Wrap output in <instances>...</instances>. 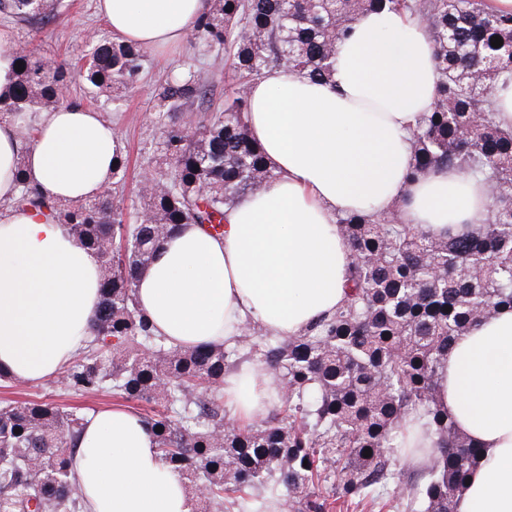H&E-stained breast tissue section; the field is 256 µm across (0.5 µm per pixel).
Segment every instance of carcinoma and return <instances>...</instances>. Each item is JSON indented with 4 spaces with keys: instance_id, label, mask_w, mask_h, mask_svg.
Here are the masks:
<instances>
[{
    "instance_id": "obj_1",
    "label": "carcinoma",
    "mask_w": 512,
    "mask_h": 512,
    "mask_svg": "<svg viewBox=\"0 0 512 512\" xmlns=\"http://www.w3.org/2000/svg\"><path fill=\"white\" fill-rule=\"evenodd\" d=\"M57 5L0 0V13L29 24ZM384 5L426 24L442 76L412 131L409 177L456 167L480 179L489 190L486 222L438 237L395 213L341 215L355 261L334 313L298 336L248 328L232 346L169 345L135 303L138 275L181 225L215 232L227 210L277 177L250 134L249 85L281 67L328 80L336 46L358 15ZM190 36L224 53L236 88L217 111L194 114L189 108L208 89L193 65L156 87V164L134 196L124 194L121 152L111 187L78 204H58L17 179V205L62 220L101 266L92 339L57 382L74 395L110 391L154 405L144 419L195 512H330L388 487L402 512H454L481 451L436 403L438 366L454 339L512 308V130L500 127L493 102L497 82L512 80V11L497 12L487 0H213ZM90 44L77 76L114 101L134 91L148 50L93 36ZM17 61L23 71L14 96L0 99V118L64 104L65 63L28 44ZM239 360L262 366L279 398L264 419L226 428L224 377ZM90 411L35 400L0 406V512H82L85 494L71 462ZM413 415L426 419L437 441L427 449L429 465L411 472L397 462L410 452L405 422ZM259 487L269 496L253 493Z\"/></svg>"
}]
</instances>
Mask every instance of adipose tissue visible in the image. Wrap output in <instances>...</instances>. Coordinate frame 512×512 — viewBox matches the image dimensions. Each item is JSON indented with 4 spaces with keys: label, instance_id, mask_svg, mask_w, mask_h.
<instances>
[{
    "label": "adipose tissue",
    "instance_id": "adipose-tissue-1",
    "mask_svg": "<svg viewBox=\"0 0 512 512\" xmlns=\"http://www.w3.org/2000/svg\"><path fill=\"white\" fill-rule=\"evenodd\" d=\"M206 0H98L113 34L148 49L179 43ZM441 75L425 25L406 12L359 15L336 50L331 82L277 69L249 88L252 137L277 180L242 198L223 234L182 225L136 282L156 335L181 346L229 342L249 324L293 336L346 298L353 251L339 215L399 210L436 234L485 223L486 186L448 168L408 179L412 129ZM35 139L0 120V374L56 378L83 347L101 302L100 263L67 224L15 204L14 173L58 203L99 196L118 146L111 123L78 104L42 112ZM438 403L482 461L455 512H512V309L458 337L438 369ZM275 401L264 370L224 379V405L247 425ZM90 512H192L138 412L88 415L72 460Z\"/></svg>",
    "mask_w": 512,
    "mask_h": 512
}]
</instances>
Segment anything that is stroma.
Returning <instances> with one entry per match:
<instances>
[{"label": "stroma", "mask_w": 512, "mask_h": 512, "mask_svg": "<svg viewBox=\"0 0 512 512\" xmlns=\"http://www.w3.org/2000/svg\"><path fill=\"white\" fill-rule=\"evenodd\" d=\"M95 3L96 0H61L52 19L35 24H21L0 14V28L10 30L18 43L38 45L46 56L75 63L87 54L90 37L111 35L106 22L97 15ZM188 62L200 72L210 89L213 107H220L229 85V69L224 55L195 47L188 39L173 47L152 50L137 91L120 102H113L108 94L92 93L80 78H71L68 83V102L99 112L112 122L121 149L129 159L128 188H135L143 169L155 158L156 132L149 119L155 106L154 87L170 69ZM23 399L61 407L84 404L100 408L117 402L109 392L76 397L60 389L52 379L37 384L0 381V402Z\"/></svg>", "instance_id": "obj_1"}]
</instances>
